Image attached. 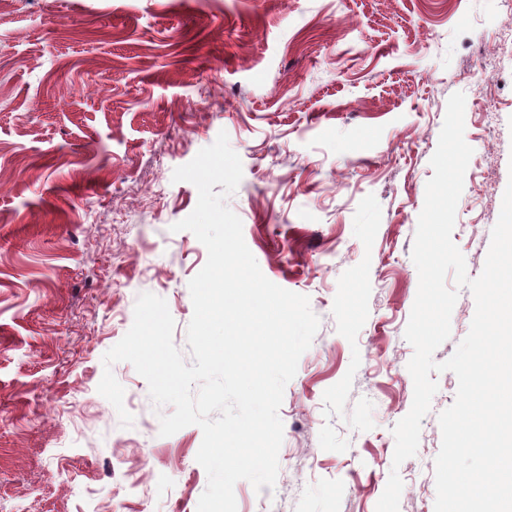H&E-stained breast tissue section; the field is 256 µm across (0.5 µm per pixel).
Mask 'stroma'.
Masks as SVG:
<instances>
[{
    "instance_id": "35a3bbf8",
    "label": "stroma",
    "mask_w": 512,
    "mask_h": 512,
    "mask_svg": "<svg viewBox=\"0 0 512 512\" xmlns=\"http://www.w3.org/2000/svg\"><path fill=\"white\" fill-rule=\"evenodd\" d=\"M474 153L453 240L483 270L512 180V0H0V512H197L200 427L163 437L146 381L104 354L138 296L164 298L189 355V281L207 250L173 224V181L226 132L243 178L227 204L263 274L320 320L279 409L274 487L237 512H434L440 412L394 465L411 409V258L447 101ZM475 312L461 289L443 362Z\"/></svg>"
}]
</instances>
